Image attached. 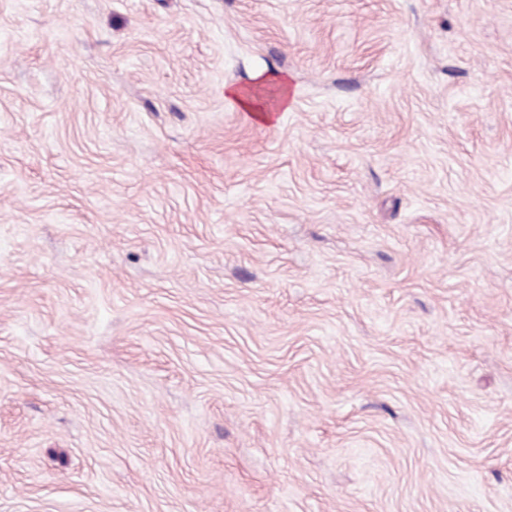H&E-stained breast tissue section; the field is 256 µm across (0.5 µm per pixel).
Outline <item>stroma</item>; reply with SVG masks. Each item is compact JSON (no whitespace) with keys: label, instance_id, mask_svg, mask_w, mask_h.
Wrapping results in <instances>:
<instances>
[{"label":"stroma","instance_id":"obj_1","mask_svg":"<svg viewBox=\"0 0 512 512\" xmlns=\"http://www.w3.org/2000/svg\"><path fill=\"white\" fill-rule=\"evenodd\" d=\"M0 512H512V0H0ZM265 80H257L255 86L248 89H239L236 87H229L227 89V96L234 100L240 107L248 112H260L259 118L264 122H270L273 117V112L288 111V87L285 82L277 86V89L272 92L270 100L264 104H258L260 98V90Z\"/></svg>","mask_w":512,"mask_h":512}]
</instances>
